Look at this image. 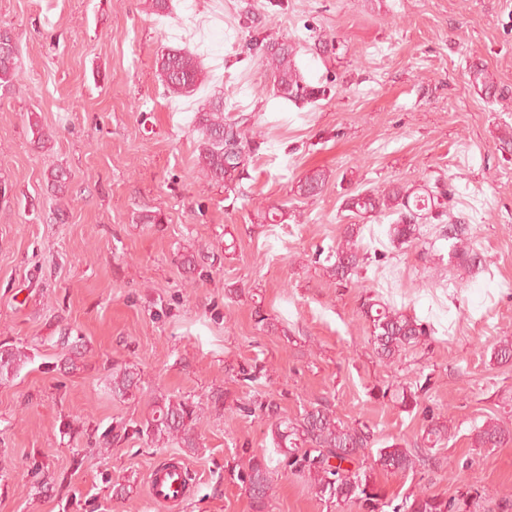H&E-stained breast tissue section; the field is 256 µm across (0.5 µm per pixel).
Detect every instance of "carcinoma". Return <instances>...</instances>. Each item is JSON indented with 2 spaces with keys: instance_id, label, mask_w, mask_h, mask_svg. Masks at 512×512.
Returning a JSON list of instances; mask_svg holds the SVG:
<instances>
[{
  "instance_id": "carcinoma-1",
  "label": "carcinoma",
  "mask_w": 512,
  "mask_h": 512,
  "mask_svg": "<svg viewBox=\"0 0 512 512\" xmlns=\"http://www.w3.org/2000/svg\"><path fill=\"white\" fill-rule=\"evenodd\" d=\"M241 27L249 32L246 50L262 59L270 76L273 97L295 104L315 103L327 95L324 86L305 80L295 58L298 43L263 33L264 17L246 12ZM157 68L168 94L188 96L205 80L197 59L180 49H169L157 57ZM20 75L19 47L13 43L0 49V92L14 87ZM470 80L484 96L494 99L497 85L488 77L483 65L469 68ZM195 127L199 133L198 166L224 190L234 191L256 154L258 146L247 134L241 119L224 108V97L207 101L198 109ZM326 174L315 171L298 182L297 194L314 197L323 190ZM448 186L434 183L422 191H413L397 184L378 193L358 191L345 198L346 210L359 218L392 216L389 241L400 248L412 245L420 236V225H435L438 237L450 242L449 258L472 274L485 268V258L472 243L469 218L460 213L448 217ZM363 230L361 224H348L343 240L336 244L326 261L328 276L343 285L352 282L370 264V253L358 245ZM361 316L369 323L371 341L379 358L388 364L403 352L432 339L433 330L416 316L398 310L366 294L360 298ZM24 353L13 348L0 349V379L13 375L23 363ZM136 386L135 373L124 369L112 378V393L124 396ZM427 384L417 388L399 386L378 390V396H392L408 410L420 407L421 393ZM257 408L272 420L279 463L286 471L306 480L316 496L326 501L356 503L363 512H468L469 499L477 489L468 488L453 498L422 492L410 495L397 505L387 501L375 480V471L406 474L415 470V456L398 443L372 449L370 428L361 422L349 423L333 415L324 406L306 409L295 420L279 416L278 406L271 402H255ZM201 404L175 396L156 399L147 417L136 432L152 441L176 443L182 448H195L194 425L201 419ZM426 425L422 436L427 448H435L448 440V424L439 416L423 409ZM512 442V431L489 419L473 429L472 446L498 448ZM245 486L253 512H265L271 496V471L263 459H249L245 469L237 473Z\"/></svg>"
}]
</instances>
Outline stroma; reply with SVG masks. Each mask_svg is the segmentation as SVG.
<instances>
[{"label": "stroma", "mask_w": 512, "mask_h": 512, "mask_svg": "<svg viewBox=\"0 0 512 512\" xmlns=\"http://www.w3.org/2000/svg\"><path fill=\"white\" fill-rule=\"evenodd\" d=\"M150 4L0 0L22 55L0 95V348L27 356L0 380V512H252L232 473L255 455L272 469L267 512H360L283 473L267 417L249 410L256 400L291 419L322 404L369 425L376 443L412 450L414 472L377 473L394 501L470 486L481 506L512 503V442L471 444L486 417L512 429V363L491 357L512 338V152L500 148L512 134V0H171L162 16ZM249 11L300 43L297 64L330 84L325 99L263 94L267 72L239 26ZM312 32L334 52L307 47ZM167 48L198 57L206 80L194 95L167 94L156 67ZM475 62L495 99L471 84ZM214 95L260 144L232 192L195 165L194 116ZM57 168L71 174L62 195L47 182ZM313 171L325 186L300 197ZM438 180L471 216L485 272L449 264L428 224L416 246L392 247L386 216L365 221L380 259L364 284L338 286L316 263L355 221L345 194ZM273 205L287 207L286 223H264ZM146 211L163 223H139ZM367 286L430 323L429 344L384 364L359 313ZM258 304L278 332L257 325ZM252 365L253 382L241 374ZM124 369L138 386L121 397L112 375ZM421 382L450 426L439 449L421 445V412L372 396ZM161 395L206 406L197 450L136 434ZM173 460L188 495L164 506L148 476Z\"/></svg>", "instance_id": "35a3bbf8"}]
</instances>
